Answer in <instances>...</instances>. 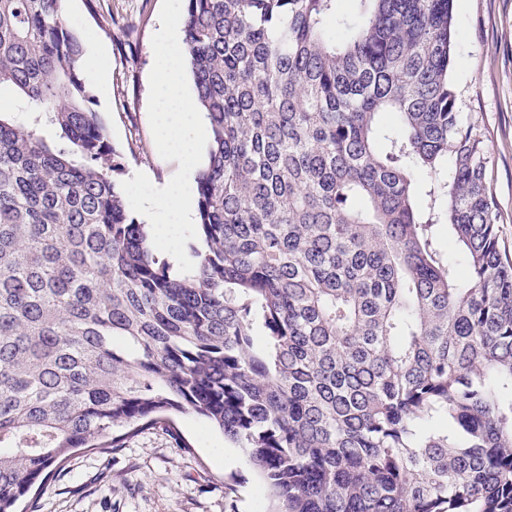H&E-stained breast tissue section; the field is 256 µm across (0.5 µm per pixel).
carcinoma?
<instances>
[{"label": "carcinoma", "mask_w": 512, "mask_h": 512, "mask_svg": "<svg viewBox=\"0 0 512 512\" xmlns=\"http://www.w3.org/2000/svg\"><path fill=\"white\" fill-rule=\"evenodd\" d=\"M62 2L0 0L26 113L0 108V512L174 412L245 450L268 512H512V255L454 0H184L187 275L111 176Z\"/></svg>", "instance_id": "carcinoma-1"}]
</instances>
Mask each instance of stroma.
Masks as SVG:
<instances>
[{"instance_id":"stroma-1","label":"stroma","mask_w":512,"mask_h":512,"mask_svg":"<svg viewBox=\"0 0 512 512\" xmlns=\"http://www.w3.org/2000/svg\"><path fill=\"white\" fill-rule=\"evenodd\" d=\"M162 0H65L69 25L94 59L85 80L112 145L124 156L122 179L146 174L169 182L178 161L163 159L148 119L153 34ZM451 78L463 112L482 114L489 145L487 178L503 222L502 244L512 252V0H455ZM191 451L177 448L162 428L146 431L116 451L74 452L40 492L38 512H267L261 480L241 448L193 414H175ZM236 494L225 500L224 485Z\"/></svg>"}]
</instances>
